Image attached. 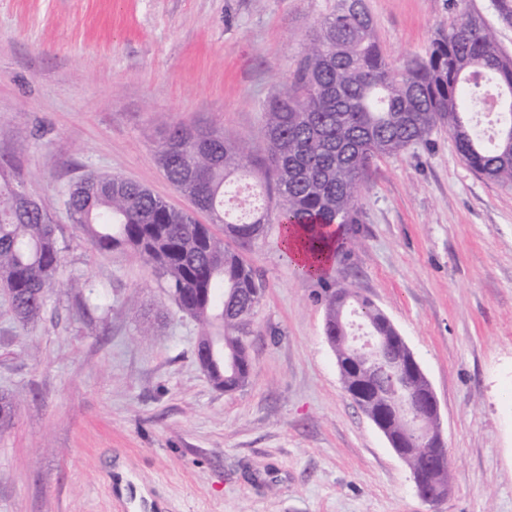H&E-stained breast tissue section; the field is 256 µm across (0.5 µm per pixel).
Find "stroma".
<instances>
[{"mask_svg": "<svg viewBox=\"0 0 512 512\" xmlns=\"http://www.w3.org/2000/svg\"><path fill=\"white\" fill-rule=\"evenodd\" d=\"M392 66L461 10L512 54L490 0H365ZM336 0H0V164L45 199L64 277L23 325L0 299V512H512V188L472 171L447 130L377 162L362 221L326 281L300 278L279 225L243 249L266 282L245 387H213L200 327L153 268L71 224L87 173L176 208L156 158L172 125L263 146V106ZM373 300L439 400L453 490L438 506L344 392L324 333L327 282Z\"/></svg>", "mask_w": 512, "mask_h": 512, "instance_id": "35a3bbf8", "label": "stroma"}]
</instances>
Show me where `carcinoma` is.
Listing matches in <instances>:
<instances>
[{"instance_id":"cac0c4a2","label":"carcinoma","mask_w":512,"mask_h":512,"mask_svg":"<svg viewBox=\"0 0 512 512\" xmlns=\"http://www.w3.org/2000/svg\"><path fill=\"white\" fill-rule=\"evenodd\" d=\"M491 92L499 105L487 138L477 108ZM442 128L473 171L512 187V55L485 19L463 14L424 54L393 69L364 0H337L336 10L313 28L289 83L266 101L262 153L216 129L182 124L170 127L158 146L167 179L212 222L224 225L225 238L117 175L82 177L70 189L68 206L97 250H131L159 272L179 311L200 325L202 342L212 336L213 323H221L224 360L204 362V372L214 387L232 392L249 377L250 325L266 284L224 239L250 245L277 223L303 238L309 258L325 249L336 253V228L360 223L361 193L372 166L429 145ZM254 167L265 176L260 192L276 199L275 206L233 214L225 202ZM24 195L0 167V296L28 324L40 319L52 288L81 291L87 282L61 280L63 247L49 205L39 198L30 207ZM355 318L390 347L396 332L376 304L348 286H330L324 335L340 360L344 390L367 385L363 406L375 413L392 377L367 376L344 342ZM406 452L411 471L447 497L451 471L434 464L437 449L421 440Z\"/></svg>"}]
</instances>
